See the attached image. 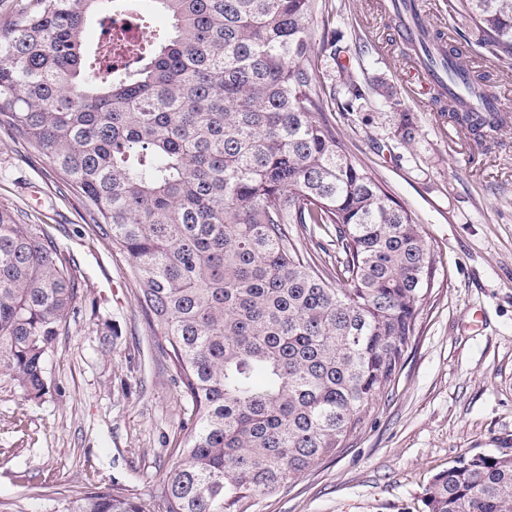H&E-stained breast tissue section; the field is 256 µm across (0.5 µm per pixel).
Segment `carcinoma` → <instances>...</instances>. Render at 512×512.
Wrapping results in <instances>:
<instances>
[{
	"mask_svg": "<svg viewBox=\"0 0 512 512\" xmlns=\"http://www.w3.org/2000/svg\"><path fill=\"white\" fill-rule=\"evenodd\" d=\"M129 0H29L0 24V128L37 152L88 223L130 260L141 310L190 400V428L157 512H252L363 427L416 336L435 259L412 212L349 155L328 118L320 52L346 112L368 93L340 63L331 0H151L171 19L115 67L84 48L93 18ZM469 41L512 60V0H448ZM320 23L316 33L314 23ZM408 49L467 75L425 27ZM491 143L512 114H453ZM397 137L418 126L398 114ZM335 234L332 272L303 252ZM81 283L57 245L0 210V372L41 397L45 362ZM424 512H512V453L460 456ZM44 512H151L114 483Z\"/></svg>",
	"mask_w": 512,
	"mask_h": 512,
	"instance_id": "1",
	"label": "carcinoma"
}]
</instances>
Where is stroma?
Masks as SVG:
<instances>
[{
    "label": "stroma",
    "mask_w": 512,
    "mask_h": 512,
    "mask_svg": "<svg viewBox=\"0 0 512 512\" xmlns=\"http://www.w3.org/2000/svg\"><path fill=\"white\" fill-rule=\"evenodd\" d=\"M354 79H385L346 112V148L415 215L437 261L413 347L362 430L253 512H423L433 476L464 454L512 448V125L482 145L405 65L388 0H334ZM419 126L394 135L396 112ZM0 208L52 239L81 284L47 359L46 389L23 395L0 374V501L41 512L46 497L120 484L151 500L177 462L188 399L138 301L128 257L86 223L79 200L33 150L0 129Z\"/></svg>",
    "instance_id": "35a3bbf8"
}]
</instances>
